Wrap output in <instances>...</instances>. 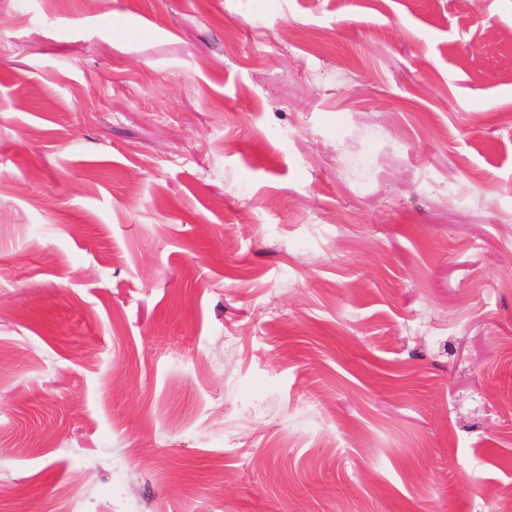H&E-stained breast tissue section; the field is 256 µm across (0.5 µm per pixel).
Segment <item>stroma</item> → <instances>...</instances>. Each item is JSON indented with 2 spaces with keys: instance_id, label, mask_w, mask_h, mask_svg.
<instances>
[{
  "instance_id": "35a3bbf8",
  "label": "stroma",
  "mask_w": 512,
  "mask_h": 512,
  "mask_svg": "<svg viewBox=\"0 0 512 512\" xmlns=\"http://www.w3.org/2000/svg\"><path fill=\"white\" fill-rule=\"evenodd\" d=\"M0 0V512H497L512 0Z\"/></svg>"
}]
</instances>
